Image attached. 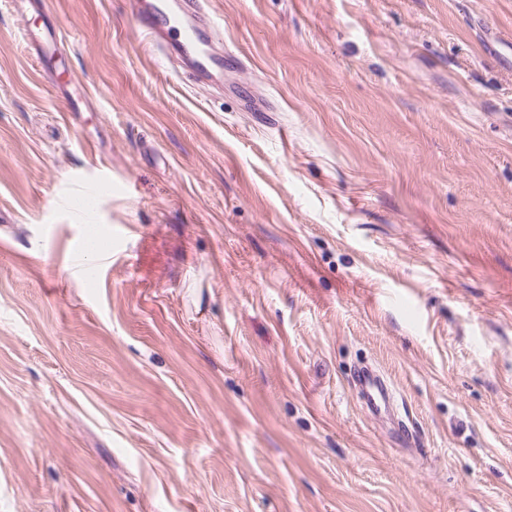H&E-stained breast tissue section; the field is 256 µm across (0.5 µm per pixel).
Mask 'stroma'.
I'll list each match as a JSON object with an SVG mask.
<instances>
[{"label": "stroma", "instance_id": "35a3bbf8", "mask_svg": "<svg viewBox=\"0 0 512 512\" xmlns=\"http://www.w3.org/2000/svg\"><path fill=\"white\" fill-rule=\"evenodd\" d=\"M44 2L0 0V512H512V0H212L220 89ZM25 35L29 44L38 46L35 57L38 63L50 66L58 78H64L71 86L77 84L70 77L65 58L58 51L62 37L55 27L44 24L42 27L29 30ZM355 382L359 387L365 407L373 414L394 409V393L384 377L369 367L357 369Z\"/></svg>", "mask_w": 512, "mask_h": 512}]
</instances>
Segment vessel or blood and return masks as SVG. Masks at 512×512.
<instances>
[{
  "mask_svg": "<svg viewBox=\"0 0 512 512\" xmlns=\"http://www.w3.org/2000/svg\"><path fill=\"white\" fill-rule=\"evenodd\" d=\"M210 0H128L137 22L154 52L175 62L177 76L193 85L221 84L224 78L223 26L212 14ZM29 43L36 45L38 63L68 78V65L59 53L61 34L50 25L29 30ZM355 382L365 407L379 414L393 410L391 385L375 370L357 369Z\"/></svg>",
  "mask_w": 512,
  "mask_h": 512,
  "instance_id": "obj_1",
  "label": "vessel or blood"
}]
</instances>
